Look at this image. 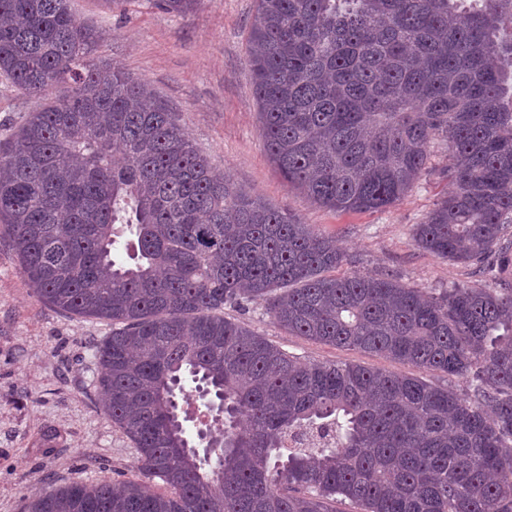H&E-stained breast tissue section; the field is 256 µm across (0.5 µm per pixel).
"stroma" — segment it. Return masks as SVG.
I'll return each instance as SVG.
<instances>
[{
  "instance_id": "1",
  "label": "stroma",
  "mask_w": 512,
  "mask_h": 512,
  "mask_svg": "<svg viewBox=\"0 0 512 512\" xmlns=\"http://www.w3.org/2000/svg\"><path fill=\"white\" fill-rule=\"evenodd\" d=\"M71 9L97 33L92 59L148 82L227 180L335 237L348 256L339 274H389L432 295L481 283L473 267L414 244L415 225L449 189L443 149L432 150L429 173L404 199L380 211H330L286 185L261 138L248 65L255 0H200L183 16L164 12L154 0H131L123 10L103 0H71ZM226 316L305 359L413 371L289 335L258 305ZM110 331L106 323L66 316L41 300L15 252L0 243V512H22L28 497L74 481L118 483L136 474L137 452L104 416L93 385L100 372L94 347ZM46 433L55 436L48 453L40 444Z\"/></svg>"
}]
</instances>
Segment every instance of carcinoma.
Returning <instances> with one entry per match:
<instances>
[{"label": "carcinoma", "instance_id": "carcinoma-1", "mask_svg": "<svg viewBox=\"0 0 512 512\" xmlns=\"http://www.w3.org/2000/svg\"><path fill=\"white\" fill-rule=\"evenodd\" d=\"M256 2L254 94L287 184L382 210L439 142L452 190L415 245L512 263V0ZM92 44L69 0H0V76L29 97L66 86L0 143V241L42 300L112 324L97 384L138 472L23 512H512V284L426 296L329 274L346 261L332 238L224 179L147 84L87 59ZM251 303L291 335L469 391L302 362L224 316Z\"/></svg>", "mask_w": 512, "mask_h": 512}]
</instances>
